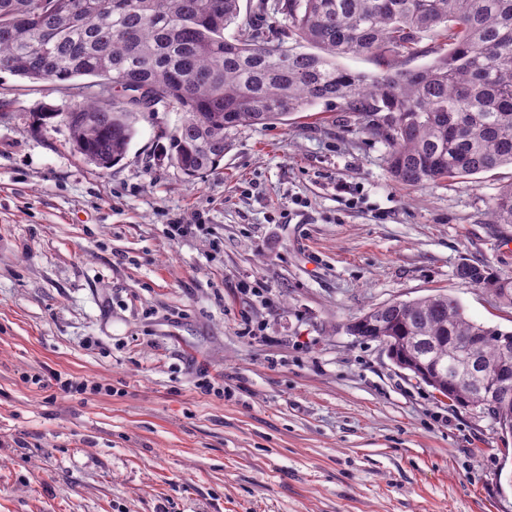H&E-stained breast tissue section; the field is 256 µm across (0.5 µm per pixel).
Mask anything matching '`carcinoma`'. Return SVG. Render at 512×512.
<instances>
[{
	"instance_id": "carcinoma-1",
	"label": "carcinoma",
	"mask_w": 512,
	"mask_h": 512,
	"mask_svg": "<svg viewBox=\"0 0 512 512\" xmlns=\"http://www.w3.org/2000/svg\"><path fill=\"white\" fill-rule=\"evenodd\" d=\"M78 3L75 10L72 5ZM296 42L273 30L238 28L240 0H0V74L65 84L103 78L65 113L73 150L100 169L120 161L140 112L181 114L165 156L186 179L215 170L240 127L274 125L321 101L366 118L363 129L387 146L392 179L424 186L512 166V0H279ZM431 34L446 48L427 66L400 59ZM51 38L52 49L41 46ZM372 55L387 63L375 77L340 59ZM126 94L123 105L116 92ZM494 224H512V183L491 200ZM457 276L512 305V277L464 262ZM347 331L383 343L424 384L439 374L451 406H482L486 393L438 367L470 346L493 375L512 331L472 320L437 292L368 308Z\"/></svg>"
}]
</instances>
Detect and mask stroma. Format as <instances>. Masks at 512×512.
Returning a JSON list of instances; mask_svg holds the SVG:
<instances>
[{
    "label": "stroma",
    "instance_id": "35a3bbf8",
    "mask_svg": "<svg viewBox=\"0 0 512 512\" xmlns=\"http://www.w3.org/2000/svg\"><path fill=\"white\" fill-rule=\"evenodd\" d=\"M275 2L241 0L228 34L292 43ZM83 84L0 76V512H512V437L346 331L437 290L511 330L456 269L512 277L488 213L512 166L404 186L320 103L240 128L193 181L159 105L104 171L63 119ZM51 369L112 392L48 400Z\"/></svg>",
    "mask_w": 512,
    "mask_h": 512
}]
</instances>
